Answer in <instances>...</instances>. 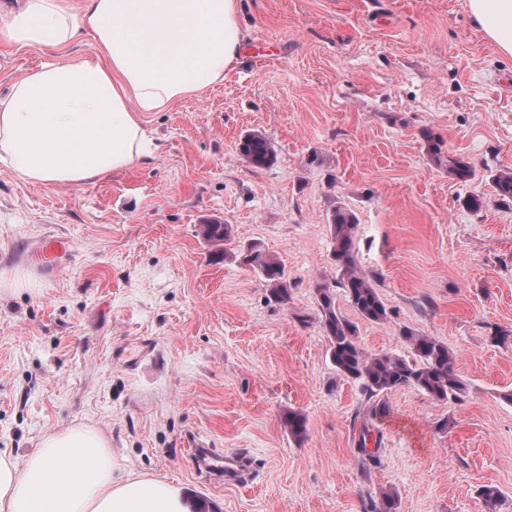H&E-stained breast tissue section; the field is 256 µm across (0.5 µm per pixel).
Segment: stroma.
Returning a JSON list of instances; mask_svg holds the SVG:
<instances>
[{"instance_id":"obj_1","label":"stroma","mask_w":512,"mask_h":512,"mask_svg":"<svg viewBox=\"0 0 512 512\" xmlns=\"http://www.w3.org/2000/svg\"><path fill=\"white\" fill-rule=\"evenodd\" d=\"M244 57L221 84L148 112L155 150L112 176L36 186L0 164V274L34 286L0 296V448L24 460L85 423L116 475L178 486L218 512H512V59L466 0H238ZM54 53L0 41V95ZM277 154L256 168L237 144ZM462 158V181L428 151ZM484 198L481 211L468 197ZM358 222L357 269L391 311L366 321L337 294L369 355L410 356L403 328L438 337L467 386L443 403L405 386L372 418L338 374L316 287L340 279L329 222ZM231 225L226 248L258 244L285 266L287 305L249 267L216 257L200 224ZM65 261L42 266L46 239ZM508 333L491 345L492 331ZM307 419L302 439L283 421ZM447 429H440V422ZM377 458L357 448L363 423ZM245 454L252 479L201 474L194 449ZM501 493L495 510L478 496ZM240 156L254 167L270 166L276 160V154L269 141L260 134L244 136L238 145Z\"/></svg>"}]
</instances>
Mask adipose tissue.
Returning <instances> with one entry per match:
<instances>
[{"mask_svg": "<svg viewBox=\"0 0 512 512\" xmlns=\"http://www.w3.org/2000/svg\"><path fill=\"white\" fill-rule=\"evenodd\" d=\"M512 58V0H466ZM237 0H18L0 38L61 50L80 34L92 54L57 59L0 99V163L34 185L104 179L149 153L143 115L203 95L239 62ZM172 484L115 478L108 440L78 424L45 435L16 465L0 450V512H191Z\"/></svg>", "mask_w": 512, "mask_h": 512, "instance_id": "ef3b65f1", "label": "adipose tissue"}]
</instances>
